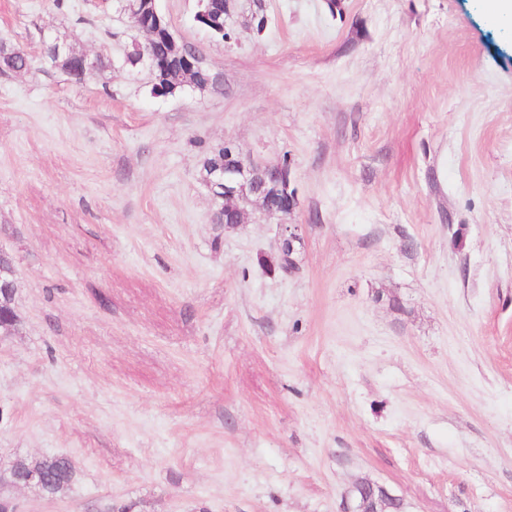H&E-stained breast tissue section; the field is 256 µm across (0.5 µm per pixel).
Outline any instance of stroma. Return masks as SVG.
<instances>
[{"mask_svg": "<svg viewBox=\"0 0 512 512\" xmlns=\"http://www.w3.org/2000/svg\"><path fill=\"white\" fill-rule=\"evenodd\" d=\"M218 89L151 92L122 0H0V41L108 60L0 74V466L21 512H512V18L483 0H242L234 39L158 0ZM287 161L305 227L214 223L205 151ZM12 466L20 471L28 468L41 471L48 489L44 497L48 500L58 497L75 479V469L70 459L64 455H53L37 460L20 458L16 459ZM344 499L341 512H387L388 504L397 502L398 496L382 485L359 478L349 486Z\"/></svg>", "mask_w": 512, "mask_h": 512, "instance_id": "obj_1", "label": "stroma"}]
</instances>
